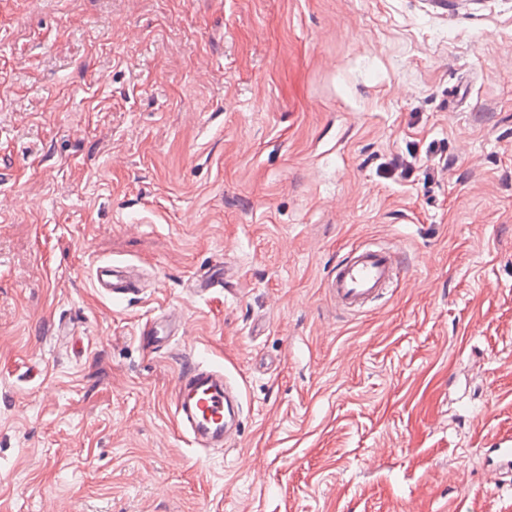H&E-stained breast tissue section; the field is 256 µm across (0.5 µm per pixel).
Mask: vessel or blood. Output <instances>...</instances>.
Instances as JSON below:
<instances>
[{
  "label": "vessel or blood",
  "mask_w": 512,
  "mask_h": 512,
  "mask_svg": "<svg viewBox=\"0 0 512 512\" xmlns=\"http://www.w3.org/2000/svg\"><path fill=\"white\" fill-rule=\"evenodd\" d=\"M399 270V256L390 248L359 246L337 263L328 282L338 309L360 313L382 298ZM94 286L103 295L126 297L137 294L140 279L128 266L97 264ZM181 324L178 314L143 325L138 334L141 345L156 349ZM240 397L222 369L195 362L178 378L174 416L192 444L200 448H221L229 443L227 418L239 407Z\"/></svg>",
  "instance_id": "obj_1"
}]
</instances>
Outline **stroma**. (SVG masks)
Segmentation results:
<instances>
[{
  "label": "stroma",
  "instance_id": "stroma-1",
  "mask_svg": "<svg viewBox=\"0 0 512 512\" xmlns=\"http://www.w3.org/2000/svg\"><path fill=\"white\" fill-rule=\"evenodd\" d=\"M360 245L400 271L351 315ZM509 437L512 0H0V512H512ZM399 270L398 253L391 248L359 246L336 264L327 287L336 307L360 313L382 298ZM137 272L129 266L112 263H97L94 271V286L103 295L127 297L136 295L140 288ZM181 325L180 316L176 313L170 314L165 320L153 321L143 325L138 334V341L144 347L158 349L160 343L170 336L172 331ZM239 406V393L222 369L195 362L178 377L174 416L199 448L229 445L227 418Z\"/></svg>",
  "mask_w": 512,
  "mask_h": 512
}]
</instances>
